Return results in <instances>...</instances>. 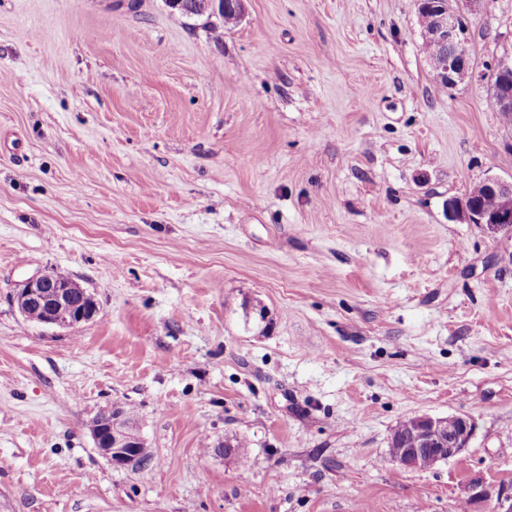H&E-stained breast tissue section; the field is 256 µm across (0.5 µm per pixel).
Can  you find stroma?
Returning a JSON list of instances; mask_svg holds the SVG:
<instances>
[{
  "instance_id": "stroma-1",
  "label": "stroma",
  "mask_w": 512,
  "mask_h": 512,
  "mask_svg": "<svg viewBox=\"0 0 512 512\" xmlns=\"http://www.w3.org/2000/svg\"><path fill=\"white\" fill-rule=\"evenodd\" d=\"M436 81L415 0H0V512H491L512 491V235L448 200L512 179L488 72L512 0H458ZM96 304L26 320L29 278ZM131 408L148 474L95 448ZM465 450L391 461L404 419ZM238 437L247 458L217 448ZM429 1H418V9L432 11L429 22L421 25L424 41L437 44L442 49V61L434 75L443 85L451 86L462 80L471 68L465 46V25L451 7V0H443L440 5H433ZM52 275L57 282L67 283L54 286L50 273L30 278L16 296L19 312L28 318V310L31 306L36 303L39 305L48 303L49 311L42 321L43 324L72 327L90 321L96 312L92 296L86 289L69 281L70 277L65 272L55 271ZM50 284H52L51 287H49ZM45 288H57V290L47 297ZM77 297H80L79 301ZM43 314L44 311L38 308L29 310V318L34 322H39ZM418 428L412 438V448L404 446L403 441L411 433L414 418L402 421L393 431V446L389 443V455L398 456L402 448L404 455L396 463L406 469H416L421 466L422 459L432 454L436 462L444 461L459 455L467 448L472 435L473 424L469 418L458 414L444 416H417Z\"/></svg>"
}]
</instances>
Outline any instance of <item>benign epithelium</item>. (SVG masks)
<instances>
[{
  "mask_svg": "<svg viewBox=\"0 0 512 512\" xmlns=\"http://www.w3.org/2000/svg\"><path fill=\"white\" fill-rule=\"evenodd\" d=\"M418 7L431 10L429 22L422 25L424 41L442 49V61L435 70L436 79L451 86L463 79L470 71V58L465 46L466 31L460 15L453 10L449 0L434 5L429 0H418ZM491 103L503 113L512 114V61L499 62L490 69ZM478 188L494 198L490 210L477 200L478 193L469 192L461 198L448 199V219L461 224H476L489 233H512V181L504 182L488 178ZM52 284L51 274H43L27 280L16 296V304L23 316L34 304H48L43 320L47 325L72 327L91 320L96 312L95 302L86 289L69 281L56 285V291L47 295L45 288ZM418 428L412 438V447L405 449L397 463L406 469L421 466L422 459L430 454L436 461H444L459 455L473 435L469 418L448 414L444 416L421 415L416 418ZM131 424L119 408H107L98 413L97 423L90 427L94 447L114 467L131 469L138 466L139 444L128 431ZM496 500L495 512H512V494L486 487L473 495V500Z\"/></svg>",
  "mask_w": 512,
  "mask_h": 512,
  "instance_id": "obj_1",
  "label": "benign epithelium"
}]
</instances>
